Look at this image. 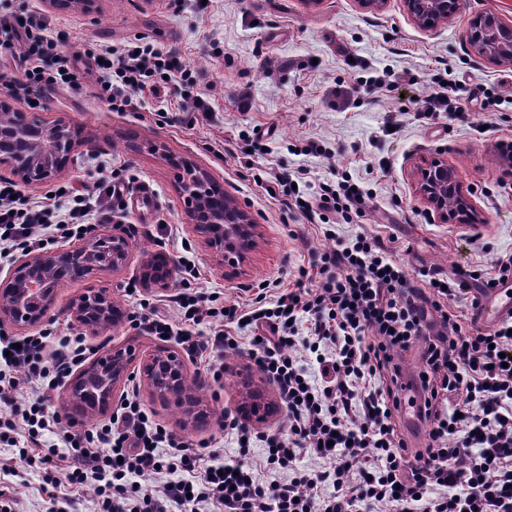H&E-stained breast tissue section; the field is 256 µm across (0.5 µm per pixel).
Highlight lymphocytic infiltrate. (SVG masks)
<instances>
[{
	"label": "lymphocytic infiltrate",
	"mask_w": 512,
	"mask_h": 512,
	"mask_svg": "<svg viewBox=\"0 0 512 512\" xmlns=\"http://www.w3.org/2000/svg\"><path fill=\"white\" fill-rule=\"evenodd\" d=\"M0 48L16 51L21 69L0 73V87L41 101L46 91L79 84V50L40 14L0 15ZM101 99L124 112L151 84L175 81L193 125L210 105L197 93L196 73L177 53L151 44L98 52ZM265 190L307 221H321L331 249L309 250L307 266L277 296L249 307L222 308L216 293L181 291L175 314L140 300L133 325L175 335L184 353L221 377L224 355L246 350L251 366L276 388L286 412L283 431L259 432L225 413L222 426L238 441V458L200 469L199 449L154 422L135 397L120 416L83 431L63 428L49 413L59 378L80 364L82 342H54L51 332L21 341L0 333V443L20 460L43 447L45 433L62 445L53 485H89L97 512H512V320L475 335L452 306L461 291L441 269L418 279L387 256L379 237L344 240L330 219L352 223L371 196L342 176L312 183L288 170L267 171ZM90 210L73 183L40 197L0 177V263L16 250L44 249L79 233ZM255 329L242 339L241 326ZM417 350L422 365L418 406L424 447H409L399 427L400 353ZM316 369H309L308 360ZM263 448L254 465V444ZM273 480L261 479V471ZM154 484L142 485L143 477Z\"/></svg>",
	"instance_id": "f902f5d3"
}]
</instances>
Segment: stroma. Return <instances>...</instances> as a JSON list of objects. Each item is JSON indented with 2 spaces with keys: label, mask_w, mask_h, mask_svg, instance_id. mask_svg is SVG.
Wrapping results in <instances>:
<instances>
[{
  "label": "stroma",
  "mask_w": 512,
  "mask_h": 512,
  "mask_svg": "<svg viewBox=\"0 0 512 512\" xmlns=\"http://www.w3.org/2000/svg\"><path fill=\"white\" fill-rule=\"evenodd\" d=\"M11 11L36 12L56 21L83 56L75 88L46 92L40 116L66 117L78 143L59 172L62 181L87 185L104 176L110 165L124 164L137 184L149 185L157 208L142 220L126 206L125 227L136 228L132 255L119 272L99 271L57 290L58 310L43 325L55 337L84 336L93 356L115 347H133L144 356L159 347L158 338L131 323L99 333H85L66 314L68 303L89 288L107 287L127 311L138 309L128 287L153 300L167 291L145 286L144 261L162 252L178 260L180 287L219 293L227 304L247 303L263 283L292 280L307 264L309 249L328 245L322 226L308 223L271 199L255 177L268 168H306L312 179L328 181L333 171L349 172L371 188L370 200L353 223L335 225L348 239L367 232L388 240L391 256L410 276L437 267L447 275L480 269L493 273L497 259L512 256V177L507 161L495 151L497 141L512 138V63H490L478 57L465 40L476 15L495 12L512 18V0H463L448 21L425 30L408 15L403 0H386L380 9L358 0H320L304 7L300 0H100L97 12L52 9L47 0H9ZM149 43L176 51L202 72L200 90L214 108L194 129L177 124L179 84H158L145 90L134 110L113 112L99 98L91 69L92 52L118 44ZM389 73L390 83L374 85ZM448 80L464 99L467 116L440 115L430 121L409 111L410 98L428 92L430 76ZM356 90L355 102L336 105L337 87ZM490 108H483V101ZM400 128L386 133L389 120ZM274 129L269 152L247 155L246 140L255 130ZM323 141L328 153L303 155L310 141ZM223 155H216V147ZM195 161L247 211L258 226L259 245L245 273L224 271L194 237L176 189L170 157ZM446 159L457 171L483 221L448 224L433 218L417 190L422 159ZM140 296V297H141ZM224 376L212 383L209 405L235 409L243 386L237 372L245 355L227 357ZM136 392L153 419L174 434L223 449L232 459L236 447L217 419L181 428L180 410L153 399L141 380L121 384L117 398ZM17 503L13 512H50L49 498L76 499L82 512H93V490L87 486L52 487L41 464L18 465L13 479Z\"/></svg>",
  "instance_id": "35a3bbf8"
}]
</instances>
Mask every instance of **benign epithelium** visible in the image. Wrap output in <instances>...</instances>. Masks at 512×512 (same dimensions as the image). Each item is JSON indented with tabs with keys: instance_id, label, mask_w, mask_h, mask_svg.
<instances>
[{
	"instance_id": "7a95c632",
	"label": "benign epithelium",
	"mask_w": 512,
	"mask_h": 512,
	"mask_svg": "<svg viewBox=\"0 0 512 512\" xmlns=\"http://www.w3.org/2000/svg\"><path fill=\"white\" fill-rule=\"evenodd\" d=\"M404 6L412 19L423 29L435 27L434 16L450 18L460 6L459 0H404ZM485 21L489 29L499 30L506 38L496 43V49L489 50L479 38L476 29L469 33V45L482 58L492 62L512 63V19H504L497 13H486L475 23ZM30 126V142L35 143L49 134H68L66 118L59 117L53 123H47L35 112L23 116ZM61 166L43 165L36 169L16 170L22 182L26 184L44 183L53 179ZM178 188L185 205V214L192 223V230L213 258L224 265L245 266L250 253L256 246L257 225L253 224L246 211L234 204L229 197L216 200L208 210H203L200 200L220 190L202 171L189 163L178 166ZM419 193L422 199L446 222L457 217H472L474 205L470 194L463 192L457 172L444 160H433L421 168ZM456 198L457 207L448 209V196ZM107 238L111 243L108 266L116 271L128 261L132 244L121 224H110L94 229L81 238L75 246L58 248L45 253H27L20 259L8 282L0 284V323L8 322L15 327H32L48 317L56 309L57 290L50 278L40 273L42 269H51L56 273L76 271L90 278L105 268L99 262L98 244ZM173 270L175 261L164 255L161 259L151 257L143 264L144 281L158 287L167 285L165 275L156 271L159 261ZM112 299V289L91 288L72 300L66 307L73 322L92 332L118 326L130 319L122 311L114 312L112 322H93L91 316L107 313ZM138 377L151 393L163 400L180 404L183 402L181 391L193 384L199 392L206 394L211 384L202 377H188L187 364L183 354L173 348H162L143 357L133 364L130 352L122 348L112 349V353L94 360L72 377L65 388L69 405L79 408L86 403L100 414L107 413L114 400L118 386L125 380ZM249 387V397L237 407V413L245 422L262 425L280 411V405L268 399L259 389L250 387V381H244Z\"/></svg>"
}]
</instances>
